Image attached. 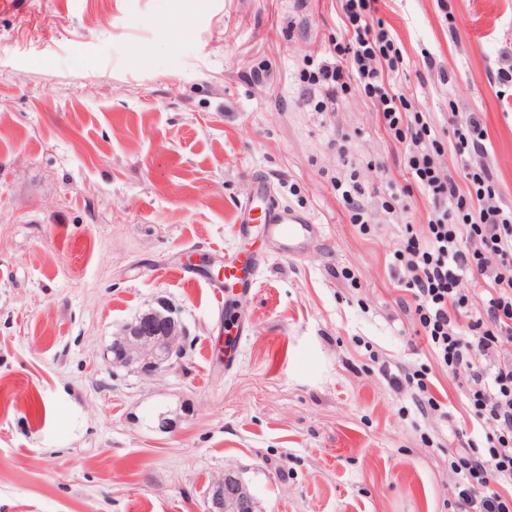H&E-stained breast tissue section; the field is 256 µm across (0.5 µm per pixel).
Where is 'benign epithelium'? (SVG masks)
<instances>
[{
	"mask_svg": "<svg viewBox=\"0 0 512 512\" xmlns=\"http://www.w3.org/2000/svg\"><path fill=\"white\" fill-rule=\"evenodd\" d=\"M182 336L183 327L169 308L152 309L123 327L122 336L114 341L116 361L137 365L145 376H157L172 358L184 356ZM207 512H256V502L240 478L226 473L211 487Z\"/></svg>",
	"mask_w": 512,
	"mask_h": 512,
	"instance_id": "obj_1",
	"label": "benign epithelium"
}]
</instances>
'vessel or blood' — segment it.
<instances>
[{
	"label": "vessel or blood",
	"mask_w": 512,
	"mask_h": 512,
	"mask_svg": "<svg viewBox=\"0 0 512 512\" xmlns=\"http://www.w3.org/2000/svg\"><path fill=\"white\" fill-rule=\"evenodd\" d=\"M261 228L264 237L276 245L281 256L300 259L316 250L321 228L311 216L291 207L274 202L265 184H258L232 226V233L239 238L250 237L254 228ZM264 254L250 250L231 252L224 256V282L214 286V296H221L224 289L248 291L254 288L257 278L266 266Z\"/></svg>",
	"instance_id": "vessel-or-blood-1"
}]
</instances>
